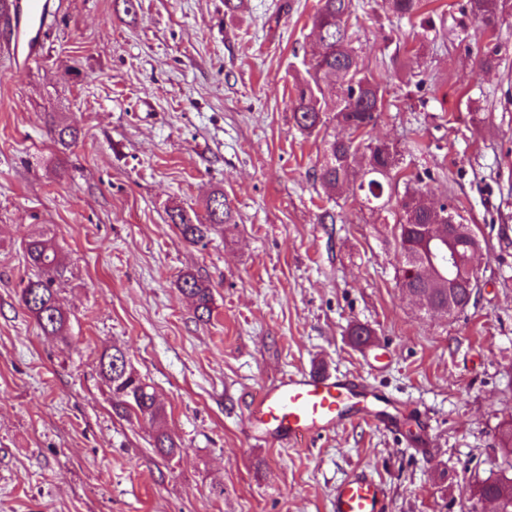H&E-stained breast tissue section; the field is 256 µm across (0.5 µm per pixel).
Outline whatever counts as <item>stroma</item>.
<instances>
[{"instance_id": "obj_1", "label": "stroma", "mask_w": 512, "mask_h": 512, "mask_svg": "<svg viewBox=\"0 0 512 512\" xmlns=\"http://www.w3.org/2000/svg\"><path fill=\"white\" fill-rule=\"evenodd\" d=\"M53 2L39 62L0 20V512H330L359 471L383 482L386 512H461L502 468L512 424V4L480 74L466 0H423L424 28L360 0L353 46L386 86L371 138L406 174L430 172L483 243L476 299L446 317L403 291L393 213L313 177L323 145L290 108L317 0ZM217 190L236 228L189 244L167 210L204 212ZM39 236L63 258V337L20 301ZM186 271L212 284L209 322L177 286ZM357 323L388 358L369 363ZM115 346L153 388L175 456L113 409L98 358ZM302 370L363 375L412 411L395 429L257 444L252 399Z\"/></svg>"}]
</instances>
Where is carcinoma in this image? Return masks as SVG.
Segmentation results:
<instances>
[{"mask_svg": "<svg viewBox=\"0 0 512 512\" xmlns=\"http://www.w3.org/2000/svg\"><path fill=\"white\" fill-rule=\"evenodd\" d=\"M501 0H468L470 15L483 32L494 35ZM385 8L399 19L420 24L422 0H384ZM358 4L354 0H318V8L311 16L313 29L318 34L312 58L306 70L307 78L295 85L292 106L293 119L298 129L319 137L323 143L320 165L314 178L330 190L350 193L351 201L369 211H382L396 204V248L410 244L421 250L427 247L423 228L457 220L453 205L432 197L424 179L405 178L401 167V153L392 145L372 150L367 142L369 127L374 125L386 109L385 85L381 77L365 68L351 46L356 32L352 20ZM336 124L350 130V136L340 138L328 133L329 125ZM404 179L403 193H398L399 179ZM206 215L189 213L181 207L167 211L168 223L175 226L182 238L193 245L207 244L217 228L235 223L234 212L224 192L217 191L206 202ZM24 253L35 270L21 289V302L35 319L45 336H64L68 317L56 300L55 274L59 256L52 243L44 238H30ZM469 274L459 277L454 287L439 281H429L422 275L409 276L402 270V286L422 295L425 311H440L447 315L466 309L472 300L469 292ZM178 288L190 298L197 320L207 322L212 317L214 294L209 281L186 272L178 279ZM100 372L109 385L115 410L134 413L154 425V448L164 457H172L178 450L171 434L162 423L161 408L150 386L134 371L119 348L105 350L99 357ZM476 495L494 499L499 512H512V476L500 474L480 482Z\"/></svg>", "mask_w": 512, "mask_h": 512, "instance_id": "carcinoma-1", "label": "carcinoma"}]
</instances>
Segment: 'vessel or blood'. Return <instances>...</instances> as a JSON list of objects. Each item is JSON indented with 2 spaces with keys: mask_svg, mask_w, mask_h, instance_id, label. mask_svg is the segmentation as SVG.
I'll return each mask as SVG.
<instances>
[{
  "mask_svg": "<svg viewBox=\"0 0 512 512\" xmlns=\"http://www.w3.org/2000/svg\"><path fill=\"white\" fill-rule=\"evenodd\" d=\"M49 0H20L21 48L36 57ZM392 397L359 375L297 372L262 391L252 402L249 419L263 426L266 439L285 444L302 441L352 422L392 426ZM382 483L365 473L342 482L331 500V512H385Z\"/></svg>",
  "mask_w": 512,
  "mask_h": 512,
  "instance_id": "b4317fda",
  "label": "vessel or blood"
}]
</instances>
